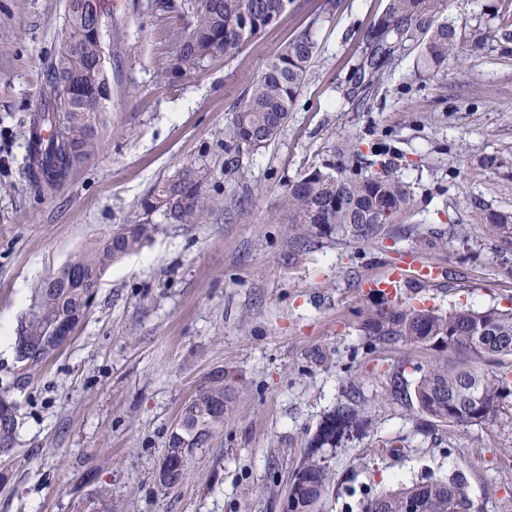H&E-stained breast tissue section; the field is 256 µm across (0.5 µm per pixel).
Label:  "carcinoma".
<instances>
[{"instance_id":"1","label":"carcinoma","mask_w":512,"mask_h":512,"mask_svg":"<svg viewBox=\"0 0 512 512\" xmlns=\"http://www.w3.org/2000/svg\"><path fill=\"white\" fill-rule=\"evenodd\" d=\"M288 0H163L161 6L180 20L170 73L184 76L213 58H230L272 26ZM101 9L100 0H68L66 24L55 61L46 72L33 118L32 163L29 175L49 187L68 176L66 149L75 152L80 165L99 148V115L108 86L101 38L94 33L89 10ZM446 0H387L385 12L365 35V49L356 71L358 88H376L396 49L410 43L418 49L417 69L426 75L448 67L462 34L441 16ZM316 42L311 29L291 39L250 84L225 130L224 147L230 153L254 152L268 147L288 121L289 112L307 83ZM206 174L191 168L154 187L141 201V217L123 224L112 235L74 254L68 264L89 281L125 255L137 251L158 230V224H201L209 211ZM409 186L384 164L367 159L360 142L351 144L350 157L327 172L313 167L294 182L281 201L291 225L287 258L296 261L310 252L322 235L349 231L351 237L369 239L384 232L409 205ZM160 221H155L154 217ZM41 303L24 334L18 337L19 359L32 365L47 358L52 343L48 326L61 314L85 316L88 303L83 288L62 282L39 288ZM368 335L382 341H404L448 357L418 368L407 383L399 372L389 375L392 392L405 395L417 411L436 422L476 424L483 407L493 412L483 423L496 420L512 396V308L483 310L452 307L448 311L420 306L406 297L382 302L364 318ZM229 401L224 377L215 376L185 406L182 436L170 433L166 458L185 468L195 450L205 448L224 419L215 418ZM0 410L10 412L0 422V450L12 446L16 419L12 404L0 398ZM360 421L353 407H341L321 424L309 451L295 470L288 493L301 512H315L331 471L318 448H336ZM414 499L418 512H473L466 477L455 474L398 484L367 498L363 512H405Z\"/></svg>"}]
</instances>
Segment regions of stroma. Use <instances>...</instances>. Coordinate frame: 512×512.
<instances>
[{
  "mask_svg": "<svg viewBox=\"0 0 512 512\" xmlns=\"http://www.w3.org/2000/svg\"><path fill=\"white\" fill-rule=\"evenodd\" d=\"M387 0H289L256 41L175 77L177 20L160 0H102L109 96L96 156L54 188L26 163L29 118L59 48L67 0H0V326L22 335L44 281L76 252L141 214L158 183L208 173L201 224H163L102 275L64 347L24 377L0 352V396L17 408L0 453V512H279L321 422L361 406L366 428L330 460L317 512H360L366 492L461 472L479 512H512V419L424 421L387 388L437 351L362 328L360 285L404 252L440 270L408 296L428 307H512V54L462 43L437 76L397 52L378 88L353 74ZM512 0H450L457 28L498 27ZM312 29L308 83L275 143L231 159L224 129L250 82ZM356 137L409 184L411 202L376 239L340 232L288 263L279 205L312 166ZM232 390L224 425L179 485L155 471L182 406L215 375Z\"/></svg>",
  "mask_w": 512,
  "mask_h": 512,
  "instance_id": "35a3bbf8",
  "label": "stroma"
}]
</instances>
